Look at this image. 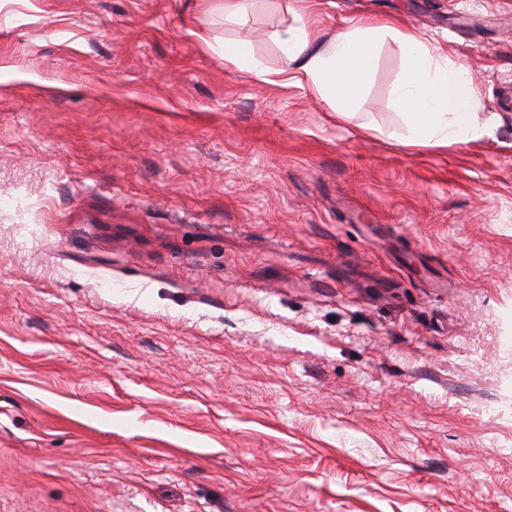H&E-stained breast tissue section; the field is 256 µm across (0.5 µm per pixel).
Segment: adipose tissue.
Listing matches in <instances>:
<instances>
[{"label": "adipose tissue", "mask_w": 512, "mask_h": 512, "mask_svg": "<svg viewBox=\"0 0 512 512\" xmlns=\"http://www.w3.org/2000/svg\"><path fill=\"white\" fill-rule=\"evenodd\" d=\"M388 37L397 43L405 63L395 105L405 115L406 127L390 132V139L432 147L466 146L482 140L487 129L474 119L478 92L467 70L436 55L410 29L365 23L318 45L303 30L286 40L284 55L287 62H299L307 86L343 116Z\"/></svg>", "instance_id": "obj_1"}]
</instances>
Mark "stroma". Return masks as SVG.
Segmentation results:
<instances>
[{
  "label": "stroma",
  "mask_w": 512,
  "mask_h": 512,
  "mask_svg": "<svg viewBox=\"0 0 512 512\" xmlns=\"http://www.w3.org/2000/svg\"><path fill=\"white\" fill-rule=\"evenodd\" d=\"M368 20L488 135L281 80ZM0 512H512V0H0ZM224 59L233 63L236 67L244 69L252 73L256 78L269 81L267 79V72L260 64L253 59L248 47L245 44H224Z\"/></svg>",
  "instance_id": "1"
}]
</instances>
